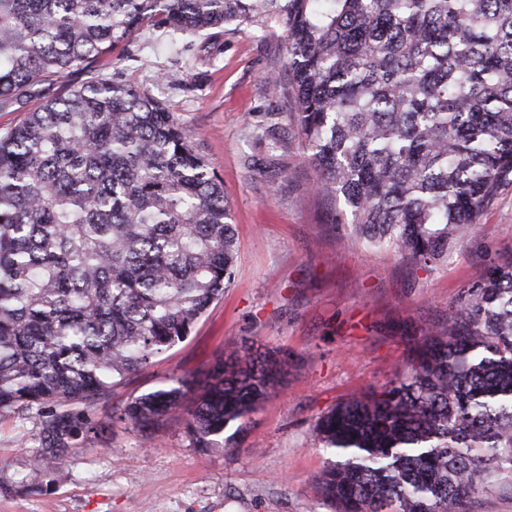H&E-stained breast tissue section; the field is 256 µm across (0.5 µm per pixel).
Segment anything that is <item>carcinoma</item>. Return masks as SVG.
Listing matches in <instances>:
<instances>
[{"instance_id": "1", "label": "carcinoma", "mask_w": 512, "mask_h": 512, "mask_svg": "<svg viewBox=\"0 0 512 512\" xmlns=\"http://www.w3.org/2000/svg\"><path fill=\"white\" fill-rule=\"evenodd\" d=\"M145 25L286 32L311 191L365 250L438 266L512 184V0H0V109ZM229 220L192 133L132 86L92 77L0 135V418L38 414L29 469L1 494L60 483L69 450L110 426L89 410L190 335L230 284ZM226 350L205 384L178 377L118 419L148 443L185 414L196 447H219L288 369ZM313 436L337 457L316 478L335 512H463L512 449V261Z\"/></svg>"}]
</instances>
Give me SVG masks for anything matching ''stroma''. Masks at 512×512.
Returning a JSON list of instances; mask_svg holds the SVG:
<instances>
[{
    "label": "stroma",
    "instance_id": "1",
    "mask_svg": "<svg viewBox=\"0 0 512 512\" xmlns=\"http://www.w3.org/2000/svg\"><path fill=\"white\" fill-rule=\"evenodd\" d=\"M281 30L221 26L195 36L142 27L92 72L160 101L192 132L224 185L238 242L234 279L190 336L115 387L110 406L183 375L206 381L227 342L287 356L275 394L243 422L235 448H196L177 417L151 443L119 423L85 439L50 491L0 494V512H332L316 477L329 457L312 437L340 400L380 389L406 367L408 336L438 325L488 264L512 260V186L480 217V233L422 269L348 241L309 192L315 176L289 117ZM89 72V73H92ZM73 71L33 86L0 110V132L48 99L80 86ZM275 126L287 143L271 149ZM35 412L0 419V475L23 469ZM469 512H512V452L500 450L493 482Z\"/></svg>",
    "mask_w": 512,
    "mask_h": 512
}]
</instances>
